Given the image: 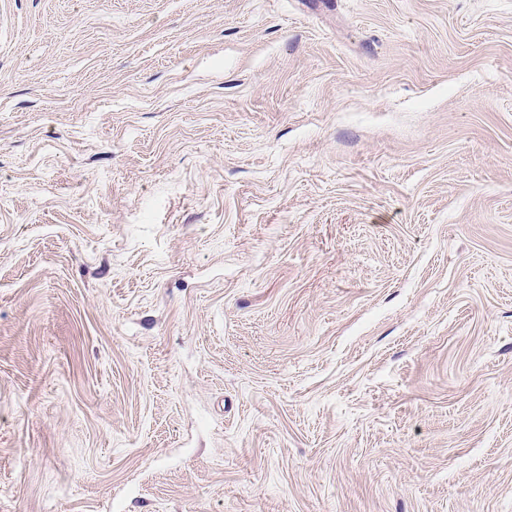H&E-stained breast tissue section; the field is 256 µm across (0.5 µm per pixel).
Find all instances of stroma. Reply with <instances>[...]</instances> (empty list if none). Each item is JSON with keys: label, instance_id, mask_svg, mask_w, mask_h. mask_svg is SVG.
Wrapping results in <instances>:
<instances>
[{"label": "stroma", "instance_id": "35a3bbf8", "mask_svg": "<svg viewBox=\"0 0 512 512\" xmlns=\"http://www.w3.org/2000/svg\"><path fill=\"white\" fill-rule=\"evenodd\" d=\"M0 512H512V0H0Z\"/></svg>", "mask_w": 512, "mask_h": 512}]
</instances>
